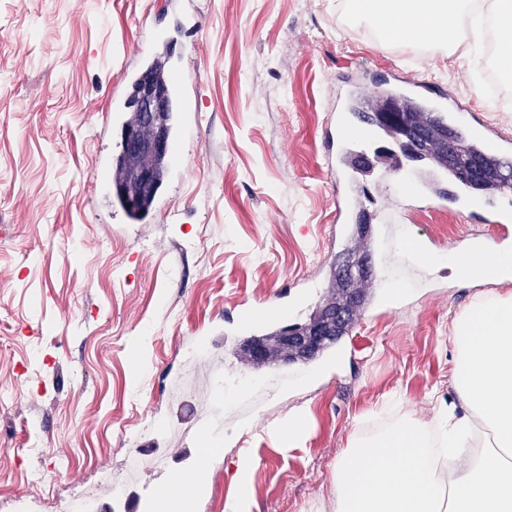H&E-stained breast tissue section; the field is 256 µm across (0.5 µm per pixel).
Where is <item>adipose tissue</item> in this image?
Masks as SVG:
<instances>
[{
	"instance_id": "obj_1",
	"label": "adipose tissue",
	"mask_w": 512,
	"mask_h": 512,
	"mask_svg": "<svg viewBox=\"0 0 512 512\" xmlns=\"http://www.w3.org/2000/svg\"><path fill=\"white\" fill-rule=\"evenodd\" d=\"M353 11L452 51L486 23L512 38V0H387L379 15L372 0H354ZM454 342L455 386L476 415L440 413L438 445L448 470L430 460L425 422L400 423L351 442L331 485L336 512H512V298L490 296L463 313Z\"/></svg>"
}]
</instances>
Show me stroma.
<instances>
[{"label": "stroma", "instance_id": "35a3bbf8", "mask_svg": "<svg viewBox=\"0 0 512 512\" xmlns=\"http://www.w3.org/2000/svg\"><path fill=\"white\" fill-rule=\"evenodd\" d=\"M173 38L176 78L197 110L140 221L117 205L114 161L128 72ZM479 44L447 54L374 36L343 0H0V498L32 499L121 475L130 437L167 456L97 512H146L170 476L210 458L189 512H225L239 456L255 458L253 512H335L328 491L352 439L467 409L451 376L458 316L512 280L465 279L451 261L490 229L454 206L411 207L389 180L390 139L359 143L365 201L336 221L323 143L351 73L401 69L467 102L512 139V111L484 91ZM372 216L360 234L355 214ZM376 249L346 333L310 360L257 365L246 319L282 294L309 322L343 257ZM402 296L387 304L388 291ZM296 410V441L275 428ZM204 423L199 440L184 427Z\"/></svg>", "mask_w": 512, "mask_h": 512}]
</instances>
